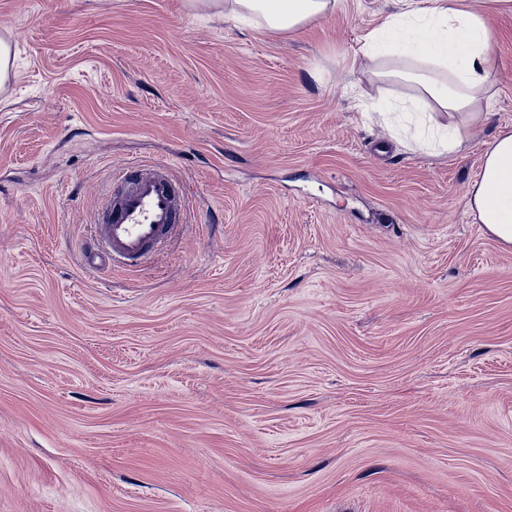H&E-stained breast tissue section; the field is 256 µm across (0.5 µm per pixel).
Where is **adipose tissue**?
Listing matches in <instances>:
<instances>
[{
	"instance_id": "1",
	"label": "adipose tissue",
	"mask_w": 512,
	"mask_h": 512,
	"mask_svg": "<svg viewBox=\"0 0 512 512\" xmlns=\"http://www.w3.org/2000/svg\"><path fill=\"white\" fill-rule=\"evenodd\" d=\"M340 0H185L189 11H210L248 26L288 35L309 21L335 12ZM396 58L380 69V78L413 86L415 103L425 105L420 118L433 126L429 138L415 137L419 148L440 153L460 150L470 127L481 124L478 102L495 72L492 30L479 9L460 0H432L430 8L403 0L400 11L388 15L367 36L363 58L379 61L382 51ZM437 112L460 115L445 126L434 123ZM471 215L502 246L512 247V131L488 146L478 179L468 190Z\"/></svg>"
}]
</instances>
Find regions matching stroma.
I'll return each instance as SVG.
<instances>
[{"label": "stroma", "instance_id": "35a3bbf8", "mask_svg": "<svg viewBox=\"0 0 512 512\" xmlns=\"http://www.w3.org/2000/svg\"><path fill=\"white\" fill-rule=\"evenodd\" d=\"M461 150L370 120L398 0L283 36L184 0H0V512H512V250L466 192L512 130V6ZM179 233L85 265L114 170Z\"/></svg>", "mask_w": 512, "mask_h": 512}]
</instances>
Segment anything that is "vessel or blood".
<instances>
[{
    "instance_id": "b4317fda",
    "label": "vessel or blood",
    "mask_w": 512,
    "mask_h": 512,
    "mask_svg": "<svg viewBox=\"0 0 512 512\" xmlns=\"http://www.w3.org/2000/svg\"><path fill=\"white\" fill-rule=\"evenodd\" d=\"M184 195L165 168L131 165L114 173L97 208L95 236L84 249L87 264H138L183 221Z\"/></svg>"
}]
</instances>
